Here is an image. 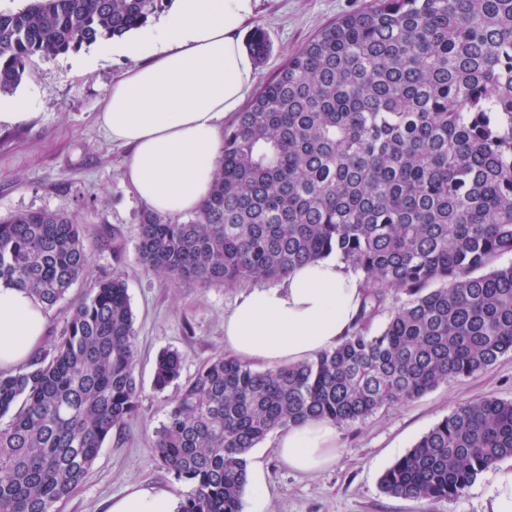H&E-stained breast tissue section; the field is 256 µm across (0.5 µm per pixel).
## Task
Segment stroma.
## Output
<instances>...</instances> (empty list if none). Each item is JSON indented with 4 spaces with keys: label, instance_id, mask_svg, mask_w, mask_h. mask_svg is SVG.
Masks as SVG:
<instances>
[{
    "label": "stroma",
    "instance_id": "1",
    "mask_svg": "<svg viewBox=\"0 0 512 512\" xmlns=\"http://www.w3.org/2000/svg\"><path fill=\"white\" fill-rule=\"evenodd\" d=\"M370 0H259L257 14L241 31L263 29L271 51L256 66V85L270 80L296 49ZM132 64L107 57L80 64L77 53L37 58L14 96L31 101V117L0 123V218L38 211L71 215L85 232L89 269L47 315L40 344L60 339L67 313L96 280L125 281L134 313L139 385L135 416L107 438L82 486L58 512H103L112 498L140 486L181 500L190 490L155 457V431L177 390L152 387L160 352L184 357L183 377L224 353V315L247 282L233 285L181 284L148 270L138 258L144 205L125 183L118 162L124 147L97 122L98 103ZM481 397L512 401V352L470 377L438 386L423 397L386 407L363 422L338 429L340 456L314 475L289 469L275 455L272 439L250 453V472L261 473L268 489L267 512H485L497 469L489 467L455 500L433 503L395 497L380 477L429 429L458 406Z\"/></svg>",
    "mask_w": 512,
    "mask_h": 512
}]
</instances>
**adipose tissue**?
Wrapping results in <instances>:
<instances>
[{
    "mask_svg": "<svg viewBox=\"0 0 512 512\" xmlns=\"http://www.w3.org/2000/svg\"><path fill=\"white\" fill-rule=\"evenodd\" d=\"M255 0H174L154 25L103 40L102 52L132 59L101 103L98 120L129 146L125 179L150 211L178 216L209 197L224 155V120L255 81L239 26ZM361 281L336 257L298 267L273 286L249 288L224 316V349L270 367L305 362L350 332ZM47 316L28 291L0 282V371L12 372L39 344ZM276 453L289 468L316 473L339 455L336 426L309 420L278 432ZM107 512H174L163 491L134 489Z\"/></svg>",
    "mask_w": 512,
    "mask_h": 512,
    "instance_id": "ef3b65f1",
    "label": "adipose tissue"
}]
</instances>
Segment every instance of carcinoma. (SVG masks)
Wrapping results in <instances>:
<instances>
[{"label":"carcinoma","mask_w":512,"mask_h":512,"mask_svg":"<svg viewBox=\"0 0 512 512\" xmlns=\"http://www.w3.org/2000/svg\"><path fill=\"white\" fill-rule=\"evenodd\" d=\"M169 0H29L0 11V93L36 57L122 37ZM249 50L270 45L256 29ZM148 268L202 285L279 279L334 255L361 275L352 332L293 366L232 356L171 385L155 450L191 490L177 512H242L249 455L309 419L362 422L512 352V0H372L299 48L224 130L210 196L180 224L147 212ZM82 225L62 213L0 219V281L51 310L87 273ZM395 305L371 330L388 296ZM136 339L127 287L98 279L53 349L0 372V512H57L104 441L135 414ZM512 457V401L467 402L381 476L384 493L459 497Z\"/></svg>","instance_id":"1"}]
</instances>
